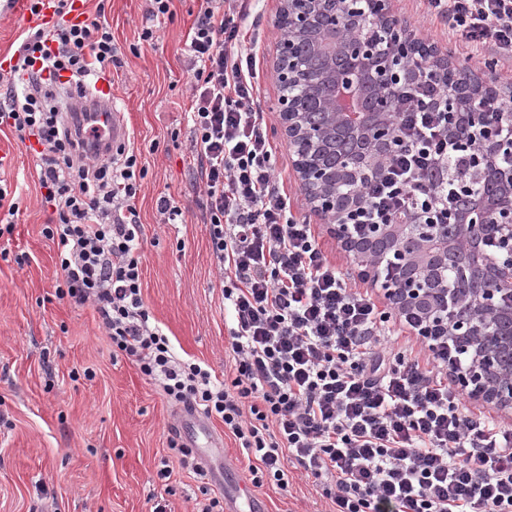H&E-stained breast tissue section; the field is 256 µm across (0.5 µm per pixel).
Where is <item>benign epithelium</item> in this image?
<instances>
[{
	"label": "benign epithelium",
	"instance_id": "1",
	"mask_svg": "<svg viewBox=\"0 0 512 512\" xmlns=\"http://www.w3.org/2000/svg\"><path fill=\"white\" fill-rule=\"evenodd\" d=\"M355 0H280L275 24L281 36L270 58L271 70L281 91L277 111L288 147L294 160L299 183L311 211L330 225L334 237L347 252L370 255L381 265L386 256L371 251L378 241L388 245L396 259L395 287L385 289V298L418 314L430 322L435 298L452 297L455 310L448 323L436 321L434 334L446 329L471 364L456 373V382L470 396L501 410H512V336L499 333V322L512 319V203L500 205L477 198L473 207L495 219L499 247L506 257L488 263L484 238L469 224L466 211L449 214L448 223L437 225V232L418 236L411 231L417 224H430L433 216L413 212L406 224H371L366 240L350 236L349 224L359 213L357 196L340 190L342 184H355L379 172L386 157L396 146L393 134L400 86L398 79L418 76V39L394 16L389 0H371L374 26L368 15L354 5ZM329 21L322 49L327 53L323 73L308 74L304 65L303 39L315 21ZM352 89L356 95L366 87L375 90L370 112L344 111L336 90ZM477 94L470 100L455 98L458 122L451 128L453 141L470 139L477 123ZM325 107L331 124L311 127L304 123L303 104ZM359 134L368 148L358 157L342 162L338 174L327 171L322 163L309 158L307 149L321 144L336 131ZM479 174L486 175L512 194V167L500 163L506 142L486 136L481 142ZM467 255L471 265L464 269L457 287L448 290L444 272L448 258ZM489 284L482 288L480 284Z\"/></svg>",
	"mask_w": 512,
	"mask_h": 512
}]
</instances>
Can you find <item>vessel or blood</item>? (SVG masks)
I'll return each instance as SVG.
<instances>
[{
	"label": "vessel or blood",
	"instance_id": "vessel-or-blood-1",
	"mask_svg": "<svg viewBox=\"0 0 512 512\" xmlns=\"http://www.w3.org/2000/svg\"><path fill=\"white\" fill-rule=\"evenodd\" d=\"M76 110L69 113L71 126L95 127L100 133L93 149L98 154L115 153L118 146L126 144L130 137L127 115L112 102L111 89L106 77H97L86 95L75 97Z\"/></svg>",
	"mask_w": 512,
	"mask_h": 512
}]
</instances>
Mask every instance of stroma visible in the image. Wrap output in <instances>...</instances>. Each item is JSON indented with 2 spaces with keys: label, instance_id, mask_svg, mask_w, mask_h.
Masks as SVG:
<instances>
[{
  "label": "stroma",
  "instance_id": "1",
  "mask_svg": "<svg viewBox=\"0 0 512 512\" xmlns=\"http://www.w3.org/2000/svg\"><path fill=\"white\" fill-rule=\"evenodd\" d=\"M104 14H97V5ZM278 0H260L245 24L262 113L275 154L277 185L292 214L309 220L328 259L356 273L357 258L314 217L293 168L277 112L278 86L270 51L280 37ZM393 13L417 37L436 41L452 65L481 76L499 74L486 54L467 59L423 0H390ZM200 0H174L173 17H150L149 0H86L87 18L112 30L118 66L107 67L112 97L128 114L131 148L146 170L133 201L141 224L142 297L176 354L229 370L224 300L203 223L200 187L188 151L185 112L190 77L185 42ZM153 36L142 40L143 29ZM0 187L18 204L12 237L0 238V512H200L206 499L249 483L248 461L216 419L190 423L138 367L113 354L96 308L55 295L61 274L56 241L43 229L36 159L9 129H0ZM171 197L183 217L158 221L156 201ZM192 443L209 471L181 464L173 433ZM268 512H330L312 481L294 476L288 490L255 489Z\"/></svg>",
  "mask_w": 512,
  "mask_h": 512
}]
</instances>
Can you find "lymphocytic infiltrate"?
<instances>
[{
	"instance_id": "f902f5d3",
	"label": "lymphocytic infiltrate",
	"mask_w": 512,
	"mask_h": 512,
	"mask_svg": "<svg viewBox=\"0 0 512 512\" xmlns=\"http://www.w3.org/2000/svg\"><path fill=\"white\" fill-rule=\"evenodd\" d=\"M468 57L483 51L512 66V0H426ZM55 26L30 28L8 71L0 127L35 137L44 229L58 242V298L92 303L113 352L158 382L175 404L220 419L244 455L251 482L312 477L334 512H512V427L477 414L451 377L446 336L424 337L425 358L393 352L399 338L369 291L350 287L313 227L289 216L276 186L272 146L255 108L252 54L240 21L251 0H202L187 34L190 150L202 210L232 325L234 378L180 359L141 292L140 226L132 204L145 170L133 149L111 161L48 110L39 83L87 78L112 64V33L99 20L72 23L73 0H52ZM448 92L429 69L395 114L403 141L377 176L353 186L362 201L351 228L402 219L432 199L451 206L465 183L449 165L478 158L448 134Z\"/></svg>"
}]
</instances>
